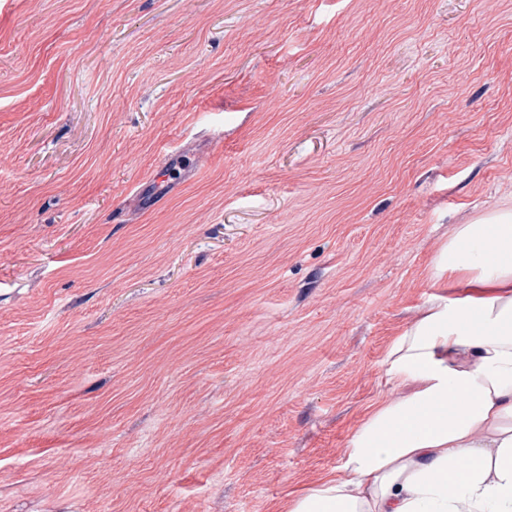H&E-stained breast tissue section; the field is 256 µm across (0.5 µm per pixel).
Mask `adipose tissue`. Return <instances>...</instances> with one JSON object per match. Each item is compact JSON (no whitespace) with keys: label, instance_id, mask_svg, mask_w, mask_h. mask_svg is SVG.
Listing matches in <instances>:
<instances>
[{"label":"adipose tissue","instance_id":"1","mask_svg":"<svg viewBox=\"0 0 512 512\" xmlns=\"http://www.w3.org/2000/svg\"><path fill=\"white\" fill-rule=\"evenodd\" d=\"M456 293L392 340L378 402L339 476L288 512H512V209L457 225L437 258Z\"/></svg>","mask_w":512,"mask_h":512}]
</instances>
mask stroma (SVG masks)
<instances>
[{
    "mask_svg": "<svg viewBox=\"0 0 512 512\" xmlns=\"http://www.w3.org/2000/svg\"><path fill=\"white\" fill-rule=\"evenodd\" d=\"M512 207V0H0V512H287Z\"/></svg>",
    "mask_w": 512,
    "mask_h": 512,
    "instance_id": "35a3bbf8",
    "label": "stroma"
}]
</instances>
